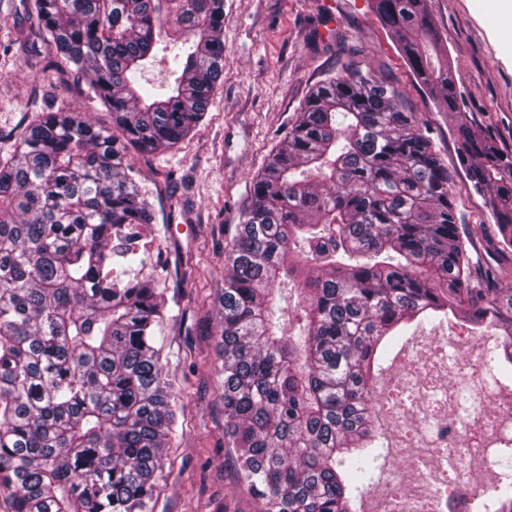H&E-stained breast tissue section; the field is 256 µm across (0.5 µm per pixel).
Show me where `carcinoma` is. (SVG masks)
I'll return each mask as SVG.
<instances>
[{
	"mask_svg": "<svg viewBox=\"0 0 512 512\" xmlns=\"http://www.w3.org/2000/svg\"><path fill=\"white\" fill-rule=\"evenodd\" d=\"M31 50L112 115L40 112L0 153V499L7 512H154L179 410L146 230L156 210L129 148L173 147L224 70V0H20ZM421 84L460 97L426 0H375ZM168 65L167 90L138 79ZM461 165L512 253V151L466 124ZM422 124L350 67L307 96L226 251L217 330L224 442L263 512H357L394 457L376 374L407 326L461 312L497 331L512 378L508 269L485 265ZM293 284L297 303L281 306ZM479 512H512V439Z\"/></svg>",
	"mask_w": 512,
	"mask_h": 512,
	"instance_id": "carcinoma-1",
	"label": "carcinoma"
}]
</instances>
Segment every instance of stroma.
Returning <instances> with one entry per match:
<instances>
[{"label": "stroma", "instance_id": "1", "mask_svg": "<svg viewBox=\"0 0 512 512\" xmlns=\"http://www.w3.org/2000/svg\"><path fill=\"white\" fill-rule=\"evenodd\" d=\"M427 6L448 53L460 111L439 107L415 78L374 0H224V72L204 122L175 147L133 153L157 210L151 236L169 265L158 274L174 298L162 336L182 396L155 512L260 510L238 484L233 453L224 446L213 301L224 286L225 247L249 185L316 84L352 64L395 88L404 111L416 113L456 171L455 198L467 221L489 223L484 197L457 171L455 128L464 123L491 132L512 150V47L478 0H427ZM32 40L25 18L0 14V41L9 44L0 50V150L9 147L5 132L25 117L63 106L111 125L98 102L76 94L78 80L65 86L45 69L30 51ZM184 261L193 274L180 281L174 269ZM494 344L470 324L435 319L407 330L402 354L426 359L438 347L477 373L479 346Z\"/></svg>", "mask_w": 512, "mask_h": 512}]
</instances>
